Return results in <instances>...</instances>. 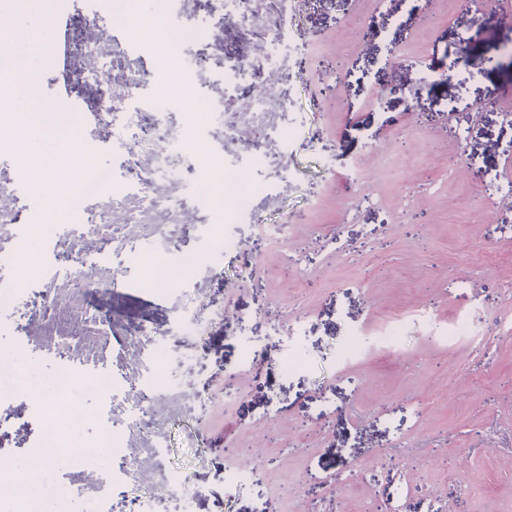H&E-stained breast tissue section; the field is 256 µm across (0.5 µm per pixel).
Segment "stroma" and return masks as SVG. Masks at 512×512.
Listing matches in <instances>:
<instances>
[{"mask_svg": "<svg viewBox=\"0 0 512 512\" xmlns=\"http://www.w3.org/2000/svg\"><path fill=\"white\" fill-rule=\"evenodd\" d=\"M190 39L173 67L205 106L189 119L179 101L149 113L162 140L130 143L111 113L74 115L95 168L119 173L137 148L169 166L154 206L113 195L88 198L85 214L132 250L99 267L101 303L73 295L89 328L111 331L108 382L141 386L128 342L158 331L168 371L151 396L154 433L127 430L133 400L113 407L115 456L148 482L142 512H512V0H297L288 16L302 40L261 45L248 28L208 32L196 0H181ZM267 58L264 81L289 88L269 123L254 121L241 89H227L228 51ZM339 60L340 73L318 59ZM270 138L267 158L225 149L228 126ZM206 142L250 186L251 215L198 195L190 140ZM17 223L0 229V256L32 233L40 202L19 196ZM265 224L288 227L273 240ZM183 275L172 288L146 283L141 256ZM194 266H186V258ZM64 280L30 276L0 306V352L54 384L64 359L41 330L15 327ZM232 390H225L226 380ZM85 416L67 423L71 448L101 434V389L78 380ZM0 427V457L39 450L37 405L14 393ZM166 453L148 450L155 434ZM244 466L247 482L227 474ZM108 462L50 464L36 498L65 512H129L124 494H83ZM187 477L178 492L157 469Z\"/></svg>", "mask_w": 512, "mask_h": 512, "instance_id": "35a3bbf8", "label": "stroma"}]
</instances>
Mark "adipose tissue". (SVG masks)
I'll list each match as a JSON object with an SVG mask.
<instances>
[{"label":"adipose tissue","instance_id":"1","mask_svg":"<svg viewBox=\"0 0 512 512\" xmlns=\"http://www.w3.org/2000/svg\"><path fill=\"white\" fill-rule=\"evenodd\" d=\"M113 17L124 24L132 40L153 44L156 66L164 73L155 86V97H180L186 112H197L192 89L170 72L182 35L164 28L150 31L142 13L132 8H114ZM18 40L13 30L0 32V97L14 99L21 126L29 138L39 142L37 148L22 149L20 166L43 199L42 223L53 224L69 204L77 181L91 169L92 161L79 152L81 143L73 131L70 114L46 104L38 72L15 51ZM0 370L11 371L14 386L33 402L51 400L55 413L67 419L78 414V406L60 393H49L44 382L28 372L18 353L1 354Z\"/></svg>","mask_w":512,"mask_h":512}]
</instances>
